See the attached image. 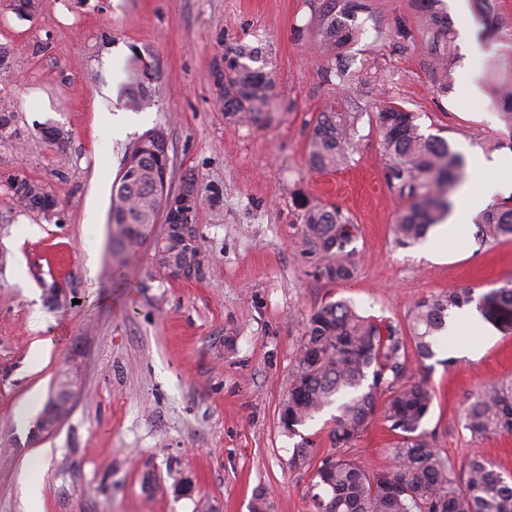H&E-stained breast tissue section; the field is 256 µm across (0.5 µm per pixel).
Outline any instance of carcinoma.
<instances>
[{
  "label": "carcinoma",
  "instance_id": "carcinoma-1",
  "mask_svg": "<svg viewBox=\"0 0 512 512\" xmlns=\"http://www.w3.org/2000/svg\"><path fill=\"white\" fill-rule=\"evenodd\" d=\"M436 0H419L424 19L422 33L432 43V69L437 89L453 88L457 60L453 21L434 8ZM362 0H323L314 7L300 35L315 33L323 64L324 84L345 91L370 95V81L352 69L346 55L362 29L355 26ZM251 51L240 45L229 49L222 61L219 102L231 125L262 128L274 120L277 92L271 74L245 63ZM488 93L498 116L512 131V71L490 65ZM135 109L150 105L148 86L140 84L129 99ZM338 101L326 103L308 141L307 163L311 170L330 171L349 162L354 151L355 116L337 109ZM376 124L387 161L389 184L410 199L394 224L396 242L409 245L424 237L442 221L451 206L452 190L465 178V160L448 141L420 132L418 115L394 102L374 100ZM14 112L0 102V136L12 135ZM169 177L168 145L158 129L145 132L124 159L122 174L112 186L110 219L112 247L120 266L130 250L153 242L160 267L172 270L194 263L202 249L197 225L186 230L189 243L177 252L162 242L156 232L165 223L157 184ZM13 196L30 211L56 207L57 197L43 184L25 176L9 179ZM302 213V237L309 253L320 258L312 275L341 282L355 271L352 251L355 224L342 209L314 203L300 196L294 201ZM474 236L484 244L512 239V200L492 204L474 216ZM476 303L482 315L509 329L512 324V281L480 297L472 288H453L417 301L410 311L409 332L391 320L362 314L346 301L327 302L304 320V331L291 372L288 396L281 410V423L291 435L299 434L317 414L336 407L329 432L333 451L323 456L314 472L316 512H512V477L506 478L483 456L474 455L462 481L451 474L447 458L421 430L434 400L428 383L415 376L408 365V345H414L420 362L435 356L434 348L448 330L450 312ZM78 389V375L65 371L56 381L43 414L69 415ZM401 435L391 449L392 465L370 472L349 459L344 449L357 441L375 419ZM462 425L475 440L497 434H512V382L489 383L469 400Z\"/></svg>",
  "mask_w": 512,
  "mask_h": 512
}]
</instances>
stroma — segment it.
<instances>
[{"label": "stroma", "mask_w": 512, "mask_h": 512, "mask_svg": "<svg viewBox=\"0 0 512 512\" xmlns=\"http://www.w3.org/2000/svg\"><path fill=\"white\" fill-rule=\"evenodd\" d=\"M0 0V100L15 135L0 139V512H250L265 492L272 512H315L314 461L295 460L299 437L330 448L331 411L288 435L280 421L290 372L310 310L330 301L403 324L414 302L451 288L475 296L512 280V239L479 245L459 232L400 246L392 226L409 200L387 180L375 113L367 98L336 97L320 60L298 35L309 0H40L35 17ZM364 34L348 48L353 65L376 59L384 92L419 115L423 134L463 153L471 188L490 163L512 156V134L488 95L463 97L482 82L484 55L461 57L448 96L433 84L416 28L417 0H365ZM259 48L276 81V118L263 129L226 122L213 67L226 47ZM139 55L153 74V105L129 111L126 63ZM355 113L356 150L342 169L312 172L307 143L332 98ZM130 112L125 134L103 117ZM60 129L63 142L45 137ZM162 130L170 178L193 176L196 222L211 257L203 278L161 268L143 245L115 284L112 184L135 140ZM23 175L57 196L48 213L20 206L8 179ZM334 204L357 232L353 278L310 276L295 196ZM94 223H87L88 213ZM96 253L95 267L87 256ZM79 372L72 412L52 434L30 431L59 374ZM435 398L424 429L455 477L481 453L512 474V435L472 440L461 423L467 397L512 380V330L480 336L456 326L426 372ZM398 441L374 420L345 454L369 470L390 465ZM187 489L175 491L177 482Z\"/></svg>", "instance_id": "35a3bbf8"}]
</instances>
